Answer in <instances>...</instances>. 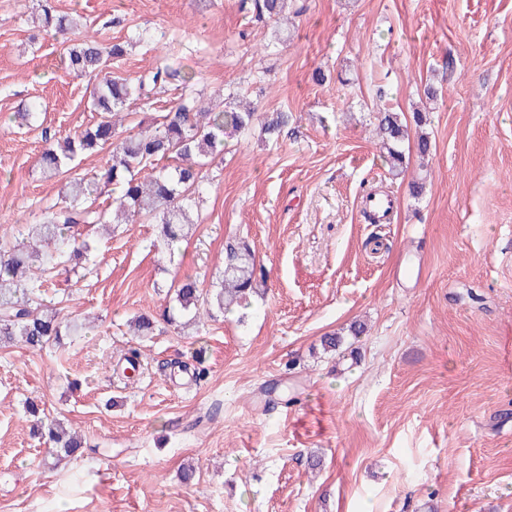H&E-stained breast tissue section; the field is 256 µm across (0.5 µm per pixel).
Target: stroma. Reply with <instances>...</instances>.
Listing matches in <instances>:
<instances>
[{
  "instance_id": "35a3bbf8",
  "label": "stroma",
  "mask_w": 512,
  "mask_h": 512,
  "mask_svg": "<svg viewBox=\"0 0 512 512\" xmlns=\"http://www.w3.org/2000/svg\"><path fill=\"white\" fill-rule=\"evenodd\" d=\"M54 6L100 38L144 34L121 75L167 62L207 103L241 93L295 122L276 142L227 131L174 260L145 223L116 226L82 267L57 256L44 300L92 326L0 348V512H512V0H296L284 42L241 0ZM40 11L0 0V234L65 183L37 168L44 132L98 119L93 78L61 69ZM34 98L40 121L10 123ZM417 106L432 152L395 177L375 114ZM376 189L390 223L364 217ZM231 238L267 273L248 318L161 322L174 277L209 289ZM144 313L160 323L139 339L128 321ZM355 322L352 350H323ZM270 386L297 404L267 409ZM35 397L85 436L82 456L32 437Z\"/></svg>"
}]
</instances>
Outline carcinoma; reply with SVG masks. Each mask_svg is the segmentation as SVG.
Masks as SVG:
<instances>
[{"instance_id": "1", "label": "carcinoma", "mask_w": 512, "mask_h": 512, "mask_svg": "<svg viewBox=\"0 0 512 512\" xmlns=\"http://www.w3.org/2000/svg\"><path fill=\"white\" fill-rule=\"evenodd\" d=\"M286 3L253 0V7L258 18L279 25ZM42 11L43 28L63 36L61 67L75 77L93 73L98 78L90 92V106L100 120L91 128L47 143L39 156V167L53 176L70 172L72 163L86 155L107 149L109 158L106 166L91 176L67 177L57 201L35 223L30 236L20 232L0 242V344H11L18 338L32 351L59 344L62 337L77 330V324L60 309L45 308L34 297L30 274L33 263H51L53 253L63 245L71 247L73 257L89 258L90 241L78 239L77 231L108 226L114 210L131 223L144 220L157 225L168 248H173L187 237L189 213L202 201L203 169L223 158L225 129L257 127L264 138L277 140L292 120V114L286 111L264 116L242 99L229 109L215 112L188 93L162 114L120 131L121 113L130 100H142L149 111L153 109L155 89L178 83L186 90L193 86L194 76L160 64L136 78L124 77L112 71V66L124 60L131 41H100L85 35L72 44L66 35L79 30L80 16L57 11L51 0H43ZM376 135L390 174L401 175L408 130L400 116L388 109L378 112ZM110 185L119 187L121 193L105 207L98 199L102 188ZM265 280L266 272L257 264L250 245L228 242L224 269L213 283L210 297L202 298L196 279L186 275L178 282L175 305L164 312L163 320L172 325L179 317L193 321L200 317L201 301L221 313L229 311ZM25 413L33 433L52 444L56 456H73L86 447L82 436L66 432L41 414L36 401H26Z\"/></svg>"}]
</instances>
